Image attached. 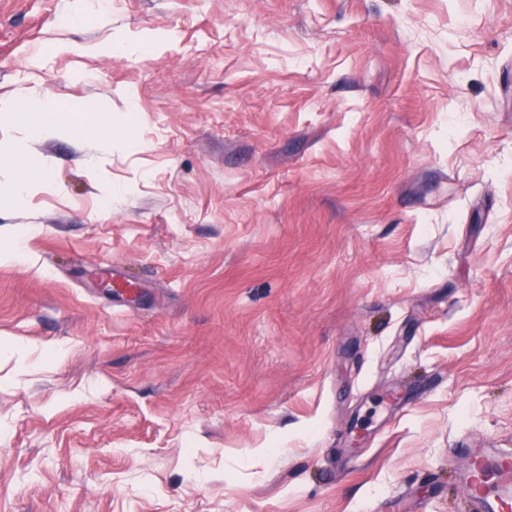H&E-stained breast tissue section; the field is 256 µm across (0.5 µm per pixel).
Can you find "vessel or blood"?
<instances>
[{
	"label": "vessel or blood",
	"instance_id": "1",
	"mask_svg": "<svg viewBox=\"0 0 512 512\" xmlns=\"http://www.w3.org/2000/svg\"><path fill=\"white\" fill-rule=\"evenodd\" d=\"M471 512H512V456L473 459L462 472Z\"/></svg>",
	"mask_w": 512,
	"mask_h": 512
}]
</instances>
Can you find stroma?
<instances>
[{"instance_id": "stroma-1", "label": "stroma", "mask_w": 512, "mask_h": 512, "mask_svg": "<svg viewBox=\"0 0 512 512\" xmlns=\"http://www.w3.org/2000/svg\"><path fill=\"white\" fill-rule=\"evenodd\" d=\"M66 2L0 0V98L63 104L0 116L46 168L0 186V512H468L512 450V0ZM4 176L9 183V189L14 197L23 199L32 189V185L36 179L33 171L28 169H3L0 164V178L2 182Z\"/></svg>"}]
</instances>
